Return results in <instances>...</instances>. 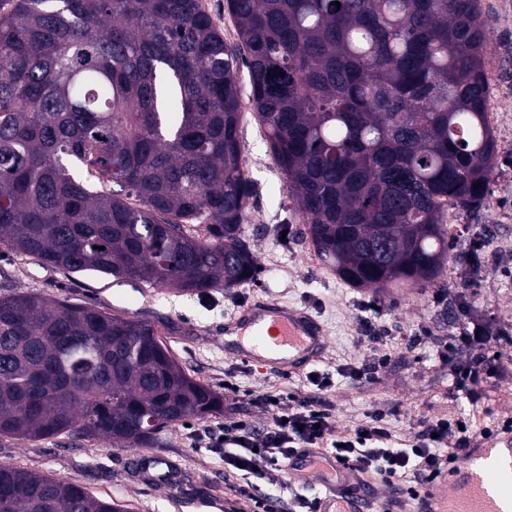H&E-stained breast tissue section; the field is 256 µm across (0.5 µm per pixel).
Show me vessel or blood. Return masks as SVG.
<instances>
[{"label":"vessel or blood","mask_w":512,"mask_h":512,"mask_svg":"<svg viewBox=\"0 0 512 512\" xmlns=\"http://www.w3.org/2000/svg\"><path fill=\"white\" fill-rule=\"evenodd\" d=\"M234 337V355L285 374L319 359L326 347L322 325L308 312L270 301L242 309L224 324ZM453 477H439L414 499L387 494L357 475H345L322 451L294 460L290 478H319L318 512H512V448L495 444L469 453L453 465Z\"/></svg>","instance_id":"b4317fda"}]
</instances>
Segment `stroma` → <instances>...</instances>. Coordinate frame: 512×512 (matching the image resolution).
I'll return each mask as SVG.
<instances>
[{
  "instance_id": "1",
  "label": "stroma",
  "mask_w": 512,
  "mask_h": 512,
  "mask_svg": "<svg viewBox=\"0 0 512 512\" xmlns=\"http://www.w3.org/2000/svg\"><path fill=\"white\" fill-rule=\"evenodd\" d=\"M479 5L490 33L494 110L489 117L498 156L487 203L475 213L447 210L445 223L461 234L432 282L374 291L353 287L323 267L253 113L248 70L240 68L242 163L254 186L244 231L257 259L255 280L203 297L98 273H71L0 251V297L34 291L168 325L165 341L185 372L218 393L235 384L237 397L225 398L221 413L161 432L156 451L176 476L171 488L157 482L155 468L136 462V449L102 439L0 437V465L78 484L92 495L128 504L132 512H251L249 500L236 491L240 475L224 468L223 449L197 447L199 435L233 418L267 425L269 415L255 396L317 394L305 372L265 371L225 349V321L257 298L307 310L323 325L326 348L310 367L334 375L325 398L337 432L381 411L395 446L402 448L417 441L424 422L463 418L476 447L486 443L483 429L491 421L512 422V0H479ZM462 303L468 309L464 315L458 311ZM366 317L385 327L380 343L366 339ZM471 322L484 325L493 338L486 352L493 374L470 395L456 390L452 377L467 351L448 362L439 351ZM380 354L387 361L372 378L343 375L344 365L365 364ZM259 490L276 499L281 512H296L299 499L315 498L319 487L276 476L260 483Z\"/></svg>"
}]
</instances>
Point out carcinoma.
<instances>
[{
  "mask_svg": "<svg viewBox=\"0 0 512 512\" xmlns=\"http://www.w3.org/2000/svg\"><path fill=\"white\" fill-rule=\"evenodd\" d=\"M14 0L0 14V248L203 293L255 278L239 64L322 264L356 288L429 282L449 208L481 209L497 144L477 0ZM224 409L158 324L0 298V435L148 448ZM0 512H130L0 466ZM205 10L224 33V40L228 44L238 41L236 22L227 8V0H201Z\"/></svg>",
  "mask_w": 512,
  "mask_h": 512,
  "instance_id": "cac0c4a2",
  "label": "carcinoma"
}]
</instances>
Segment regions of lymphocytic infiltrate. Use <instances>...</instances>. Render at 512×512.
<instances>
[{"instance_id":"obj_1","label":"lymphocytic infiltrate","mask_w":512,"mask_h":512,"mask_svg":"<svg viewBox=\"0 0 512 512\" xmlns=\"http://www.w3.org/2000/svg\"><path fill=\"white\" fill-rule=\"evenodd\" d=\"M265 404L273 408L274 417L263 429L243 420L228 421L208 437L209 447L226 448L225 465L241 469L246 476L247 482L238 492L251 498L254 512H277L274 500L257 496L256 483L281 470L302 448L325 449L343 467L378 473L390 484L410 479L423 488L470 445L469 427L455 421L429 422L419 442L394 448L383 413L339 435L331 409L320 400L307 398L285 407L280 399L269 398Z\"/></svg>"}]
</instances>
